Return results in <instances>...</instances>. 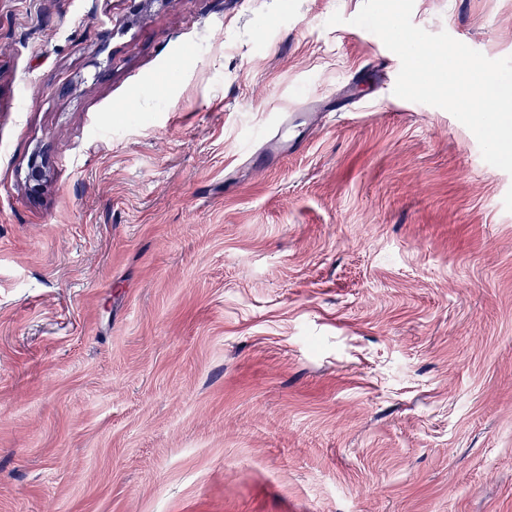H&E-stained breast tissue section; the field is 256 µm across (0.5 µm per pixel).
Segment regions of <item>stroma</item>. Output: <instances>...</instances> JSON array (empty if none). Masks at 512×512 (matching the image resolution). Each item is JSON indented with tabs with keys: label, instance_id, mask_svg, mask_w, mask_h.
Returning <instances> with one entry per match:
<instances>
[{
	"label": "stroma",
	"instance_id": "obj_1",
	"mask_svg": "<svg viewBox=\"0 0 512 512\" xmlns=\"http://www.w3.org/2000/svg\"><path fill=\"white\" fill-rule=\"evenodd\" d=\"M362 5L0 0V512H512V175Z\"/></svg>",
	"mask_w": 512,
	"mask_h": 512
}]
</instances>
